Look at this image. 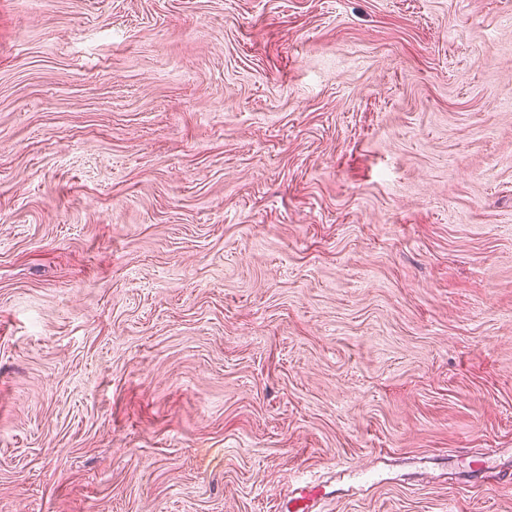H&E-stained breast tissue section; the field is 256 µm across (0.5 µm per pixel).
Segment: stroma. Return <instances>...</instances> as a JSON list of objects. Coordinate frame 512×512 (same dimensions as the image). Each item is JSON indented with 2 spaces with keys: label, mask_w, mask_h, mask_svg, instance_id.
Segmentation results:
<instances>
[{
  "label": "stroma",
  "mask_w": 512,
  "mask_h": 512,
  "mask_svg": "<svg viewBox=\"0 0 512 512\" xmlns=\"http://www.w3.org/2000/svg\"><path fill=\"white\" fill-rule=\"evenodd\" d=\"M484 448L512 0H0V512H512ZM329 485L318 481L297 483V487L288 492L283 506L289 512H319L316 510L333 491H327Z\"/></svg>",
  "instance_id": "stroma-1"
}]
</instances>
